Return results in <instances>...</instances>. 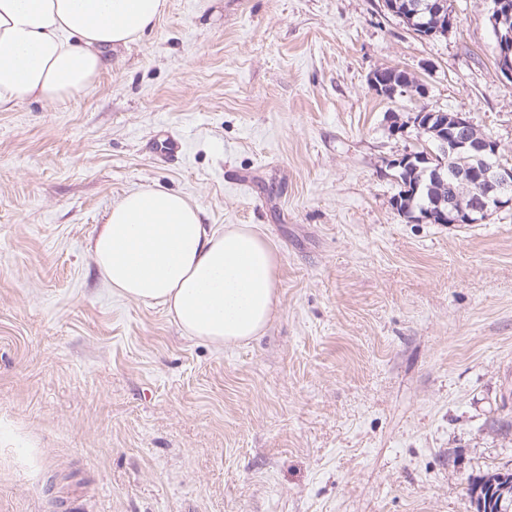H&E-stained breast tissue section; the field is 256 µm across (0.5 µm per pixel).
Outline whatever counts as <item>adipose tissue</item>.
<instances>
[{"label": "adipose tissue", "mask_w": 512, "mask_h": 512, "mask_svg": "<svg viewBox=\"0 0 512 512\" xmlns=\"http://www.w3.org/2000/svg\"><path fill=\"white\" fill-rule=\"evenodd\" d=\"M167 0H0V110L87 92L104 48L139 39ZM89 249L119 295L164 306L183 332L219 344L259 336L271 319L277 256L253 224L205 226L179 192L124 194Z\"/></svg>", "instance_id": "adipose-tissue-1"}]
</instances>
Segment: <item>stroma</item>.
<instances>
[{"label":"stroma","instance_id":"stroma-1","mask_svg":"<svg viewBox=\"0 0 512 512\" xmlns=\"http://www.w3.org/2000/svg\"><path fill=\"white\" fill-rule=\"evenodd\" d=\"M167 2L88 93L0 111V512H475L512 472V210L410 221L390 163L422 108L512 162L491 0L433 38L384 0ZM386 67L422 95H378ZM153 185L266 235L261 336L105 283L89 239ZM376 80L381 84V82L390 83L394 86H396L397 89V95L398 96H407L412 97L422 94V84L419 83V81L407 70L401 69L398 67H390V68H384L381 70L375 71ZM379 77L382 81L379 80ZM373 75L370 77V84L372 88L376 91L375 88H378L379 94L383 95V92L381 90L380 85L376 82ZM377 92V91H376ZM378 93V92H377ZM504 478V482H500L501 478ZM476 480H479V481H484V484L480 490V492L478 493L477 497L475 498V494H476V491H477V485L475 483H470L469 484V488H468V495L471 499V503L472 504H476V512H494V511H487V510H480L481 508V497L483 496V502H484V499H485V503H486V498H487V494L484 492V489L485 487L491 482V481H495L497 483V486L500 485V484H504V483H510L511 484V481H512V472L509 473V472H505V473H502V472H494V473H487L486 475H483L481 477H478L476 478ZM483 502H482V508H483Z\"/></svg>","mask_w":512,"mask_h":512}]
</instances>
